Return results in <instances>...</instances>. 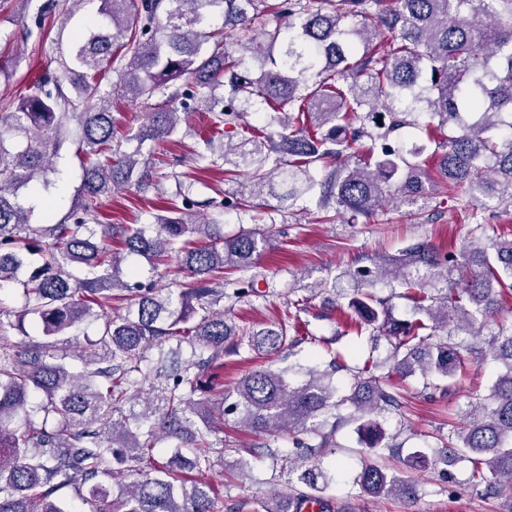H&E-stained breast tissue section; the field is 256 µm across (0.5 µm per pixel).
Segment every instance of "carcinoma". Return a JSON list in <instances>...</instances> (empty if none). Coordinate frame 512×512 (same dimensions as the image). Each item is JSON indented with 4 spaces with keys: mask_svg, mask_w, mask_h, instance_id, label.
<instances>
[{
    "mask_svg": "<svg viewBox=\"0 0 512 512\" xmlns=\"http://www.w3.org/2000/svg\"><path fill=\"white\" fill-rule=\"evenodd\" d=\"M98 13L61 62L60 79L74 95L37 81L0 112V285L19 286L22 298L13 315L0 305V512H69L59 498L69 485L88 512H242L244 503L224 502V485L201 478L217 466L251 471L250 461L225 456L219 433L231 416L303 449H252L298 481L289 496L254 499V512H304L313 502L332 512L325 493L333 477L315 459L336 453L339 410L354 407L360 443L376 457H395L401 444L386 438L378 417L400 406L399 382L419 374L425 387L446 391L468 359L487 355L505 365L489 394L469 402L462 426L438 438V457L414 453L405 462L434 468L466 459L478 494L511 491L512 325L490 332L485 349L456 333L488 323L499 298L512 295V237L488 234L482 215L489 199L512 206V0H100ZM218 21L222 37L211 31ZM120 59L117 81L101 91L104 65ZM182 77L191 79L194 111L210 112L216 132L239 126L250 138L217 144L187 124L189 111L167 94ZM116 98L150 102L147 122L128 136L140 145L186 124L202 145L192 161L238 181L245 213L275 173L288 184L281 204L317 192L324 210L354 220L391 201L444 199L448 187L465 185L478 203L469 215L477 236L459 256L418 241L389 268L356 270L368 287L348 306L358 331L388 341L385 360L351 367L327 347L325 368L310 367L298 381L290 366L256 369L226 392L213 376L224 356L244 346L275 354L317 339L288 335L285 321L240 331L219 307L228 271L250 286L233 296L257 292L251 271L268 228L226 238L174 201L151 234L100 221L113 190L153 184L139 151L113 144ZM254 99L275 112L281 132L248 122ZM70 118L80 131L82 202L58 224H32L19 191L50 184ZM450 126L454 134L430 155L397 137L404 128L430 134ZM362 139L370 141L365 159L352 152ZM319 164L330 169L320 183L311 175ZM129 254L153 265L175 258L192 281H125ZM377 283L411 302L412 318L395 317L372 289ZM116 291L133 305L110 306ZM29 317L42 341L9 343L8 330ZM85 321L99 323L97 339H63ZM338 372L344 393L333 380ZM166 440L174 449L161 461L155 449ZM112 485L120 487L113 497ZM353 487L407 503L420 492L377 461L362 465Z\"/></svg>",
    "mask_w": 512,
    "mask_h": 512,
    "instance_id": "carcinoma-1",
    "label": "carcinoma"
}]
</instances>
